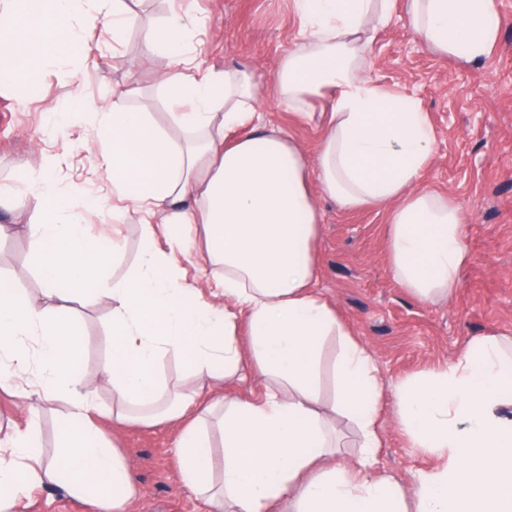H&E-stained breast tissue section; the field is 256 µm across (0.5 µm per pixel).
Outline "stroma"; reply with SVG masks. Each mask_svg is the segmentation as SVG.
<instances>
[{
	"instance_id": "1",
	"label": "stroma",
	"mask_w": 512,
	"mask_h": 512,
	"mask_svg": "<svg viewBox=\"0 0 512 512\" xmlns=\"http://www.w3.org/2000/svg\"><path fill=\"white\" fill-rule=\"evenodd\" d=\"M495 4L503 26L487 63L464 64L436 53L407 26L400 10L376 33L371 47L369 77L413 96L429 117L435 144L423 188L454 199L466 215L463 242L470 261L453 297L422 302L399 287L388 261L382 215L347 212L329 199L319 202V286L368 346L389 388L449 363L474 337L512 335V0ZM176 7L175 0H135L138 22L118 40L111 25L78 18L73 22L81 42L78 54L46 61L35 78L34 96L22 100L0 90V192H19L24 177L39 168L45 155L54 160L51 170L59 188L86 183L104 204L86 212L89 234L107 243L120 240V255L103 276L107 287L136 270L144 250L142 226L113 199L111 177L99 167L108 145L84 148L82 135L117 105L152 113L170 137L185 138L156 82L154 65L144 58L147 34L158 31ZM187 7L206 22L197 46L202 68L236 66L253 72L262 83L260 106L267 120L315 155L317 123L277 105L272 93L278 61L295 48L292 0H189ZM47 217L42 201L33 197L17 210L0 206V225L13 227L0 237V278L12 280L21 296L40 303L43 285L28 248L27 227ZM203 248L199 234L173 253L178 273L205 288L222 272L203 259ZM73 314L81 340L76 376L91 383L95 423L130 464L141 490L134 512H209L194 491L178 482L172 427L140 424L112 430L107 416L112 385L99 375L112 346L110 296L101 295L90 308L74 305ZM382 425L375 470L410 491L413 474L437 460L409 446L394 398L385 401ZM20 512L96 510L61 487L46 485L32 489Z\"/></svg>"
}]
</instances>
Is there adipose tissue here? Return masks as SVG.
<instances>
[{"label":"adipose tissue","instance_id":"adipose-tissue-1","mask_svg":"<svg viewBox=\"0 0 512 512\" xmlns=\"http://www.w3.org/2000/svg\"><path fill=\"white\" fill-rule=\"evenodd\" d=\"M297 48L274 75L275 98L297 115L327 106L315 158L258 107L253 73L195 72L188 52L199 21L170 14L145 53L173 117L195 132L172 139L149 113L113 108L83 142L112 146V194L142 215L144 261L112 284V347L100 368L112 384V427L170 423L177 430L179 481L212 512H512V359L488 333L470 340L447 365L400 383L396 411L410 447L438 463L413 477V508L392 478L373 469L382 445L380 412L387 394L370 349L318 290V198L344 210L385 212L395 279L412 297H451L469 254L466 217L420 181L435 142L411 96L367 77L374 34L395 0H294ZM96 11L113 37L134 25L125 0H12L0 10V61L20 80L51 58L74 55L72 21ZM410 27L434 49L466 63L486 61L502 27L494 0H406ZM24 192L48 205L51 219L29 227L51 306L22 299L0 279V389L22 404L26 425L0 448V512H17L30 487L46 480L100 512H131L138 495L130 466L107 446L73 368L80 339L73 302L93 305L95 287L115 258L87 233L81 216L92 200L82 186L60 192L49 174ZM205 229V258L224 270L214 290L180 280L156 240L178 246L193 225ZM338 338L330 403L319 391L326 341ZM181 360L188 371L173 405L155 364ZM263 380L260 398L216 396L218 383ZM66 397L69 411L57 454L38 448L37 402ZM355 424L360 451L336 458V416ZM223 437L220 473L211 467L208 426Z\"/></svg>","mask_w":512,"mask_h":512}]
</instances>
